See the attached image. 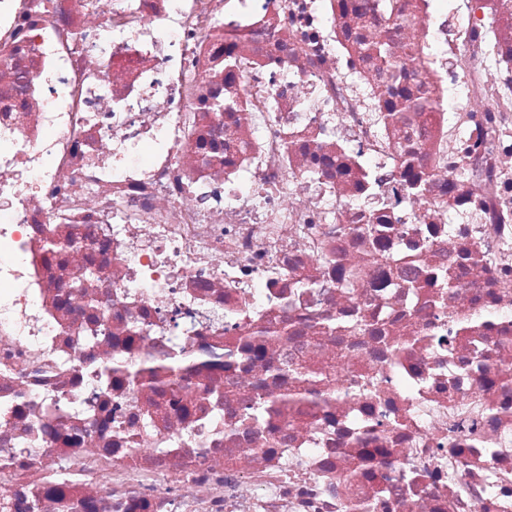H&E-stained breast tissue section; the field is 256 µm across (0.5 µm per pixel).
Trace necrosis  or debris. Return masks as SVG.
<instances>
[{
  "mask_svg": "<svg viewBox=\"0 0 512 512\" xmlns=\"http://www.w3.org/2000/svg\"><path fill=\"white\" fill-rule=\"evenodd\" d=\"M0 512H512V0H0Z\"/></svg>",
  "mask_w": 512,
  "mask_h": 512,
  "instance_id": "1",
  "label": "necrosis or debris"
}]
</instances>
